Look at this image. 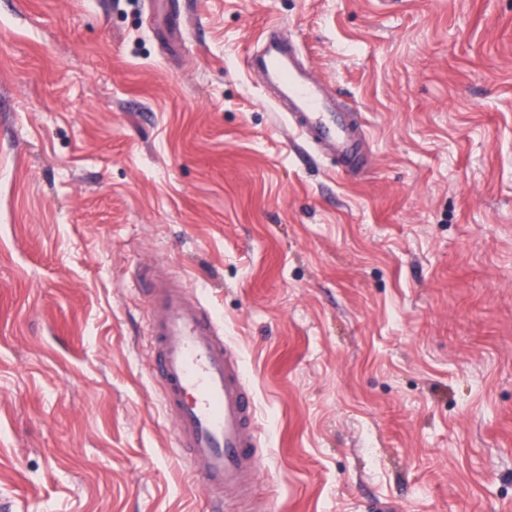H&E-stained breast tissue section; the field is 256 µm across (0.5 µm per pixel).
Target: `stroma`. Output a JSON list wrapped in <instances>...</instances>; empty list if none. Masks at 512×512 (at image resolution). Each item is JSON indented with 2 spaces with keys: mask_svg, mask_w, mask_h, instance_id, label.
I'll use <instances>...</instances> for the list:
<instances>
[{
  "mask_svg": "<svg viewBox=\"0 0 512 512\" xmlns=\"http://www.w3.org/2000/svg\"><path fill=\"white\" fill-rule=\"evenodd\" d=\"M272 24L361 173L249 72ZM148 264L239 354L262 512H512V0H0V512H211Z\"/></svg>",
  "mask_w": 512,
  "mask_h": 512,
  "instance_id": "1",
  "label": "stroma"
}]
</instances>
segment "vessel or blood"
I'll list each match as a JSON object with an SVG mask.
<instances>
[{
  "mask_svg": "<svg viewBox=\"0 0 512 512\" xmlns=\"http://www.w3.org/2000/svg\"><path fill=\"white\" fill-rule=\"evenodd\" d=\"M274 92L273 104L314 152L335 158L345 173L360 172L368 138L356 113L342 111L302 64L285 31L267 28L247 60ZM135 287L150 305L152 374L162 406L174 421L177 447L210 497L222 507L233 493L247 496L261 470L260 432L252 388L238 354L205 305L183 280L139 271Z\"/></svg>",
  "mask_w": 512,
  "mask_h": 512,
  "instance_id": "1",
  "label": "vessel or blood"
}]
</instances>
